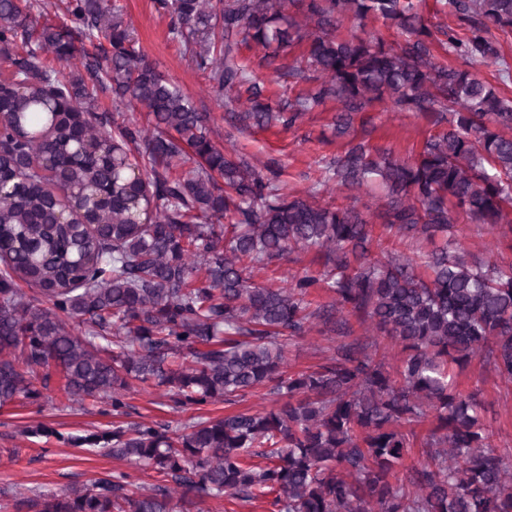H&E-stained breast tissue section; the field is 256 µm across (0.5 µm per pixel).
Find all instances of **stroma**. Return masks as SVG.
<instances>
[{"mask_svg":"<svg viewBox=\"0 0 512 512\" xmlns=\"http://www.w3.org/2000/svg\"><path fill=\"white\" fill-rule=\"evenodd\" d=\"M120 6L138 45L166 78L189 95L196 106L211 115V137L223 142L233 132L238 150L247 157L278 168L283 193L306 195L327 165L347 147L332 125L335 103L329 102L305 115L294 127L270 126L244 132L232 129L231 106L214 91L206 73L200 70L182 43L169 33L170 15L158 0H114ZM253 83L260 86L267 102L276 105L294 97L300 89L289 77H277L272 68L261 65L246 46L237 50ZM354 128H366L373 148L392 151L407 159L420 151L424 141L438 133L437 125L415 112H382L378 108L358 113ZM478 254H502L512 260V251L499 242L495 229L485 224L459 220L448 231ZM465 392H480L488 411L486 422L497 446H512V384L499 380L479 363H472L459 377ZM60 374H53L50 389L36 401L19 400L0 408V512H13L16 499L56 493L72 485L90 483L113 470L130 474L135 485L155 483V472L127 461H118L98 447H73L67 436L85 435L111 428L114 417L109 404L90 400H69L62 390ZM134 421L162 420L172 428L184 429L197 421L223 415V405L196 409L173 406L163 391L135 386L126 396Z\"/></svg>","mask_w":512,"mask_h":512,"instance_id":"35a3bbf8","label":"stroma"}]
</instances>
